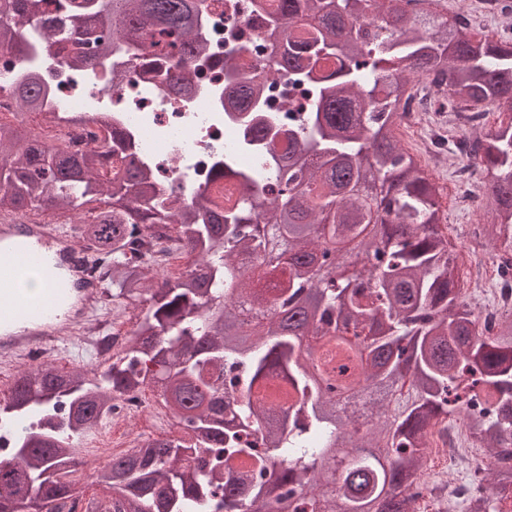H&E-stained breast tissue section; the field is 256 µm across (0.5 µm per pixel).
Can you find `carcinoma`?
<instances>
[{
    "instance_id": "carcinoma-1",
    "label": "carcinoma",
    "mask_w": 512,
    "mask_h": 512,
    "mask_svg": "<svg viewBox=\"0 0 512 512\" xmlns=\"http://www.w3.org/2000/svg\"><path fill=\"white\" fill-rule=\"evenodd\" d=\"M203 0H81L65 26L40 16L37 0H0V49L18 60L38 40L68 49L71 66L126 57L155 66V38L174 40L162 61L175 90L191 87L202 50ZM432 0H279L268 18L271 74L313 93L292 146L268 170L272 197L253 202L254 177L229 163L215 178L242 195L162 197L131 161L110 178L102 162L112 133L81 155L0 125V214L89 208L76 229L110 259L114 299L143 305L122 356L75 374L50 363L20 372L0 405V429L17 430L0 460V512H66L84 491L80 453L107 419L112 395L157 388L194 442L159 438L98 466L114 512H412L427 436L455 414L491 464L497 498L512 494V315L491 333L461 300L440 191L397 130L407 98L450 112L509 106L512 40L475 41L470 27L430 16ZM303 35L280 53L282 38ZM336 68L317 75L322 63ZM23 112H43L47 88L18 70ZM463 169L489 175L483 237L500 245L499 285L512 289V118L462 142ZM110 201L100 204V195ZM149 228L192 257L171 279L147 259L131 264L127 234ZM354 244L377 260L346 274L337 252ZM344 347L345 361L317 377L302 336ZM474 377L489 413L471 419L457 404L458 376ZM288 406L270 413L251 400L271 380ZM335 490L322 491L330 449Z\"/></svg>"
}]
</instances>
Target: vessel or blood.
<instances>
[{"instance_id":"obj_1","label":"vessel or blood","mask_w":512,"mask_h":512,"mask_svg":"<svg viewBox=\"0 0 512 512\" xmlns=\"http://www.w3.org/2000/svg\"><path fill=\"white\" fill-rule=\"evenodd\" d=\"M88 264L73 234L37 217L0 216V359L16 358L38 344H66L81 323L93 317L103 297L101 281L85 277ZM41 272L39 295L21 281Z\"/></svg>"}]
</instances>
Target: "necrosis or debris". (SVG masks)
Here are the masks:
<instances>
[{
  "label": "necrosis or debris",
  "mask_w": 512,
  "mask_h": 512,
  "mask_svg": "<svg viewBox=\"0 0 512 512\" xmlns=\"http://www.w3.org/2000/svg\"><path fill=\"white\" fill-rule=\"evenodd\" d=\"M259 3L271 9L277 0H220L205 7L200 35L207 54L192 66L193 92L188 96L171 91L163 74L132 69L124 60L118 67L125 77L115 85L109 74L99 70L72 68L58 46L43 42L33 45L25 65L38 69L51 90L48 109L59 115L54 123L40 122L38 134H53L72 151L81 152L101 137L104 128H116L125 133L126 145L114 152L113 166L136 161L155 174L161 188L174 190L183 200L204 193L213 197L239 195L235 181L214 178L215 164L225 153L234 151L242 129L268 125L272 131L256 142L255 154L241 158L245 167L265 168L270 157L287 152L285 132L310 100L305 85H298L285 96L279 84L271 80L247 111L229 107L224 96V73L213 66L212 59L219 56L228 62L241 60L250 65L264 61L270 51L266 32L251 24ZM91 110L109 114V125H74L65 119L66 113ZM129 255L135 259L155 257L168 273L188 267L186 252L173 249L148 231L138 236ZM132 329V319H114L84 327L76 341L108 363L125 349ZM165 412L160 394L150 387L115 396L109 416L112 432L96 441L103 458H111L114 449L139 448L153 440L155 434L143 419L150 413Z\"/></svg>",
  "instance_id": "necrosis-or-debris-1"
}]
</instances>
